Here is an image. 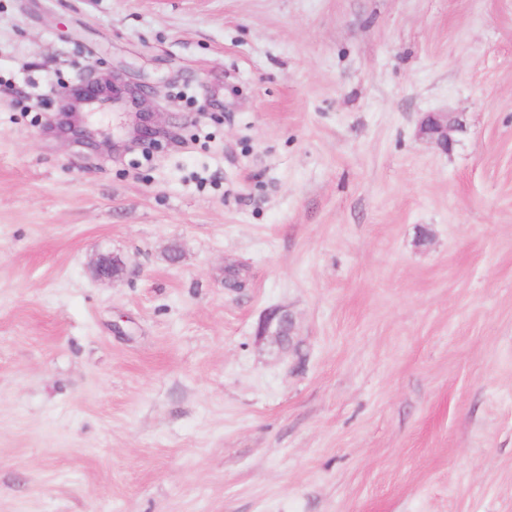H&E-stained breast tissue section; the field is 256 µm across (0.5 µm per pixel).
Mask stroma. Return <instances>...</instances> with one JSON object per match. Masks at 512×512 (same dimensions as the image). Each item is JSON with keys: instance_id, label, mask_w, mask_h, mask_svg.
<instances>
[{"instance_id": "obj_1", "label": "stroma", "mask_w": 512, "mask_h": 512, "mask_svg": "<svg viewBox=\"0 0 512 512\" xmlns=\"http://www.w3.org/2000/svg\"><path fill=\"white\" fill-rule=\"evenodd\" d=\"M0 512H512V0H0ZM55 94L62 111L71 105L76 108V112H81L83 107L93 110L120 104L134 108L140 116L143 112H150L144 107L137 91L126 84L122 76L114 71L112 74L92 71L88 79L78 86L55 90ZM460 126L457 116L447 112L429 114L420 123V134L428 137L436 145L447 148L451 132L456 131ZM288 334V341L282 340L284 333ZM295 335V321L292 315L285 308H274L268 311L257 330V336L267 340L269 344L277 346L279 350L286 351Z\"/></svg>"}]
</instances>
